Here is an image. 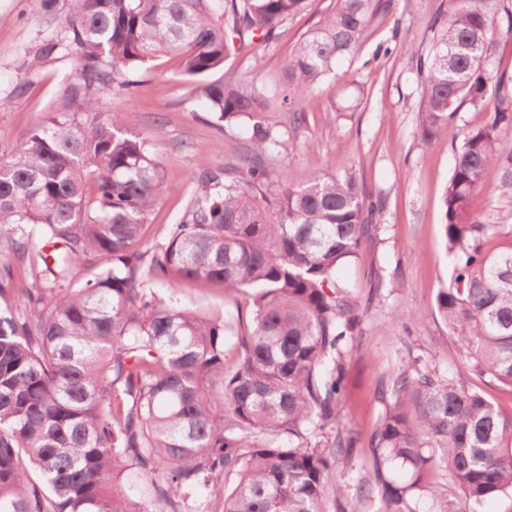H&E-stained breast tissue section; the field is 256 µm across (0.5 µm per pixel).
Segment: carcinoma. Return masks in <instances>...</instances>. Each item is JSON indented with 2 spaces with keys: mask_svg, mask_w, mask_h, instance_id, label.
<instances>
[{
  "mask_svg": "<svg viewBox=\"0 0 512 512\" xmlns=\"http://www.w3.org/2000/svg\"><path fill=\"white\" fill-rule=\"evenodd\" d=\"M416 57L426 142L464 103L488 110L455 155L441 198L453 281L434 310L481 375L512 387V244L485 250L497 226L470 201L489 170L512 197V77L491 68L498 0H451ZM306 0H75L76 77L54 111L0 160V512H347L375 494L381 512H422L439 449L448 479L477 512L512 493V416L480 391L412 364L390 380L369 438L372 477L341 480L360 435L341 416L359 305L336 267L376 237L381 197L353 173L295 182L274 161L295 152L305 114L273 112L320 87L354 56L393 0H337L291 54L276 91L203 82L245 39L268 41ZM159 53L199 82L215 126L249 146L214 170L200 162L182 219L146 252L135 248L163 168L144 139L122 133L98 96L120 70ZM106 257L74 288L72 259ZM29 262L31 279L15 263ZM255 293L248 323L230 325L160 299L156 285ZM288 434V443L274 438ZM412 472L410 484L391 468ZM140 481L133 500L123 482Z\"/></svg>",
  "mask_w": 512,
  "mask_h": 512,
  "instance_id": "1",
  "label": "carcinoma"
}]
</instances>
